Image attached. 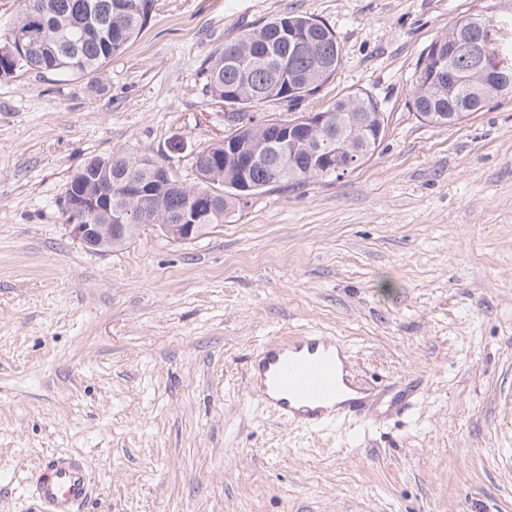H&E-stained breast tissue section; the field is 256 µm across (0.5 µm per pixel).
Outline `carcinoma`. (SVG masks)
<instances>
[{
  "label": "carcinoma",
  "instance_id": "obj_1",
  "mask_svg": "<svg viewBox=\"0 0 512 512\" xmlns=\"http://www.w3.org/2000/svg\"><path fill=\"white\" fill-rule=\"evenodd\" d=\"M155 0H20L16 25L30 33L29 46L19 49L9 42L13 32L0 37V77L29 70L68 75H85L124 52L146 27ZM465 18L432 41L422 52L419 71L434 67L435 46L453 36L466 37ZM306 37L305 49H294L293 33ZM480 41L478 54L460 53L448 64L460 80L441 86L416 77L412 109L426 122L451 125L464 121L499 98H512V36ZM340 47L334 31L324 22L306 15L285 13L259 24L238 39L224 44L198 68L203 90L213 103L236 105L241 122L226 138L246 144L257 153L255 164L245 168L224 157V147L211 144L198 151L197 167L205 176L188 190L174 189L157 175V167L134 153L117 151L108 156L110 167L91 165L66 183L70 203L82 199L84 191L96 193L112 184V207H128L139 224H177L197 200L208 207L199 212L200 233L244 202V199L272 188L273 177L280 186H299L336 175L345 157L335 154L317 164L304 143V123L272 120L252 124L247 108L267 102L294 106L326 82L340 66ZM328 134L344 138L351 133L353 118L366 117L354 138L361 158H370L380 145L378 132L385 131V112L368 92L358 90L336 99L327 109ZM288 135L286 158L280 157L276 142L285 126ZM139 183L151 187L152 195L131 199L122 185Z\"/></svg>",
  "mask_w": 512,
  "mask_h": 512
}]
</instances>
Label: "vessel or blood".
<instances>
[{"instance_id": "b4317fda", "label": "vessel or blood", "mask_w": 512, "mask_h": 512, "mask_svg": "<svg viewBox=\"0 0 512 512\" xmlns=\"http://www.w3.org/2000/svg\"><path fill=\"white\" fill-rule=\"evenodd\" d=\"M341 346L339 339L325 335L267 342L249 367L252 388L279 418L306 428L338 419H373L366 402L372 387H363L361 398H339L336 351ZM92 492L89 465L76 454L48 457L34 484L41 512H81Z\"/></svg>"}]
</instances>
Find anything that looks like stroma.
<instances>
[{
  "instance_id": "stroma-1",
  "label": "stroma",
  "mask_w": 512,
  "mask_h": 512,
  "mask_svg": "<svg viewBox=\"0 0 512 512\" xmlns=\"http://www.w3.org/2000/svg\"><path fill=\"white\" fill-rule=\"evenodd\" d=\"M512 0H157L98 71L0 77V512H39L43 461L85 458L84 512H512V99L461 124L411 108L418 59ZM293 12L330 26L332 80L387 116L341 179L276 187L196 240L154 228L85 251L64 188L117 151L169 162L229 133L196 76ZM349 348L359 384L413 382L383 423L305 429L251 391L266 341Z\"/></svg>"
}]
</instances>
